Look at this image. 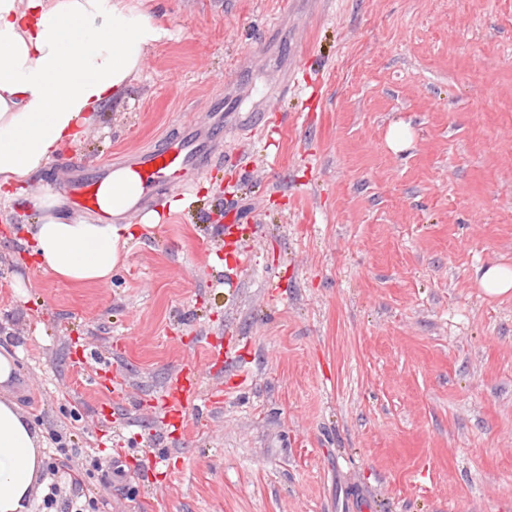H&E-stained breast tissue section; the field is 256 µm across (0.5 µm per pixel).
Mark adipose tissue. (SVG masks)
Here are the masks:
<instances>
[{
    "label": "adipose tissue",
    "instance_id": "adipose-tissue-1",
    "mask_svg": "<svg viewBox=\"0 0 512 512\" xmlns=\"http://www.w3.org/2000/svg\"><path fill=\"white\" fill-rule=\"evenodd\" d=\"M164 33L143 0H0V201L26 196L36 214L25 228L29 260L61 282H110L127 243L150 226L139 212L146 189L114 171L103 185L105 218L80 219L29 179L86 134L104 101L123 95ZM16 370L0 348V512H31L44 473V436L4 394Z\"/></svg>",
    "mask_w": 512,
    "mask_h": 512
}]
</instances>
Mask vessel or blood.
Masks as SVG:
<instances>
[{
    "mask_svg": "<svg viewBox=\"0 0 512 512\" xmlns=\"http://www.w3.org/2000/svg\"><path fill=\"white\" fill-rule=\"evenodd\" d=\"M211 162L209 138L198 134L196 124L188 123L179 136L134 155L127 169L139 177L150 193L161 196L191 187ZM111 171L108 165L70 167L67 192L72 204L83 211L100 213V189Z\"/></svg>",
    "mask_w": 512,
    "mask_h": 512,
    "instance_id": "1",
    "label": "vessel or blood"
}]
</instances>
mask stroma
Wrapping results in <instances>:
<instances>
[{
    "mask_svg": "<svg viewBox=\"0 0 512 512\" xmlns=\"http://www.w3.org/2000/svg\"><path fill=\"white\" fill-rule=\"evenodd\" d=\"M152 2L166 36L56 161L216 99L228 133L105 286L23 262L0 205L35 512H512V294L478 284L512 267V0ZM481 287L491 296L507 295L512 291V267L492 263L480 278Z\"/></svg>",
    "mask_w": 512,
    "mask_h": 512,
    "instance_id": "obj_1",
    "label": "stroma"
}]
</instances>
